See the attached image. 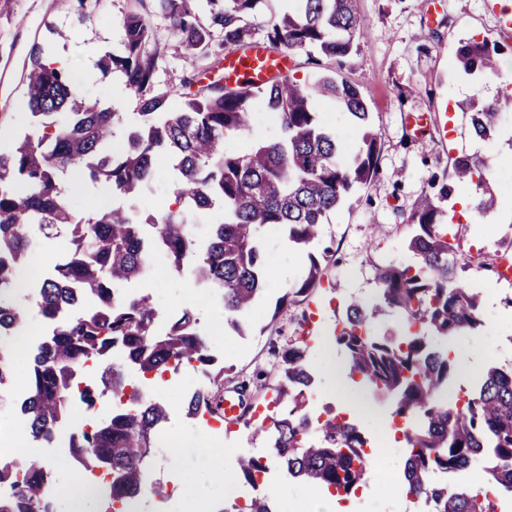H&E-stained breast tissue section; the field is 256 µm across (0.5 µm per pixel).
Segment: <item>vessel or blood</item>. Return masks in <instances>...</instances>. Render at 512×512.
I'll return each mask as SVG.
<instances>
[{"instance_id": "vessel-or-blood-1", "label": "vessel or blood", "mask_w": 512, "mask_h": 512, "mask_svg": "<svg viewBox=\"0 0 512 512\" xmlns=\"http://www.w3.org/2000/svg\"><path fill=\"white\" fill-rule=\"evenodd\" d=\"M288 58L271 51L265 44H253L246 53L226 52L224 79L229 83L245 82L263 86L287 76Z\"/></svg>"}]
</instances>
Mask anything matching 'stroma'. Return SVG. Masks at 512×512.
<instances>
[{"instance_id": "1", "label": "stroma", "mask_w": 512, "mask_h": 512, "mask_svg": "<svg viewBox=\"0 0 512 512\" xmlns=\"http://www.w3.org/2000/svg\"><path fill=\"white\" fill-rule=\"evenodd\" d=\"M357 7L367 26L358 40L357 54L346 60L339 75L360 90L381 151L375 177L332 213L322 228L319 245L335 254L334 262L324 270L323 288L307 302L279 307V297L302 278L308 258L278 230L263 227L259 235L268 289L242 316L243 335H234L225 327L218 289L200 284L191 268L175 270L168 257L157 259L153 271L126 284L124 291L150 294L163 327L181 315L184 293L198 290L203 303L193 313L208 345L219 353L220 365L230 369L224 377L223 396L250 406L256 422L263 419L276 395L279 352L290 340L305 337L315 375L306 398L309 408L317 413L345 412L369 437L377 459L366 486L347 500L343 512H400L395 500L403 494L404 450L385 429L391 403L371 397L362 405L336 399L328 378L332 362H344L345 354L333 344L332 334L351 299L375 295V266L411 264L406 242L414 227L408 217L432 177H445L450 158L457 154L484 156L507 148L502 137L489 142L472 137L463 105L476 96L493 100L495 94L479 81L458 74L454 55L461 41L476 38L503 46L504 60L512 61V24L504 20L505 13L512 12V0H357ZM133 10L146 17L160 49L154 91L165 95L169 109H178L182 79L201 71L204 62L182 51L155 0H0V132L30 127L23 105L29 52L34 43L44 42L52 25L69 33L67 39L55 41L53 49L64 53L80 92L108 100L121 112L124 129L117 133L115 146L123 148L126 129L140 121L138 97L120 75L101 81L96 63L105 52H120L122 20ZM82 13L87 14V22H79ZM279 136L276 120L258 105L250 131L229 134L226 145L244 153L255 141ZM126 204L144 216L176 208L172 174L165 161H158L152 179ZM466 275L481 294L484 324L456 336L453 344L457 358H476L480 369H457L451 387L470 391L478 384L481 369L512 356V309L504 305L505 298L512 296V281L487 276L474 267ZM201 377L198 370L162 377H145L132 369L127 372L129 382L146 399L167 405L166 429L186 439L175 459L163 447H156L144 471V480L153 491L141 499L143 512H189L194 488L207 464L202 453L214 447L224 449L221 465L226 470L234 469L243 453L267 457L268 492L281 512H291L294 504L307 500L310 487L296 483L238 417L220 421L187 417L184 399ZM29 452L47 464L54 478L87 472L64 441H33ZM373 485L383 487L382 497L370 495Z\"/></svg>"}]
</instances>
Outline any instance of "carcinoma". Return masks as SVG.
I'll list each match as a JSON object with an SVG mask.
<instances>
[{"label":"carcinoma","instance_id":"obj_1","mask_svg":"<svg viewBox=\"0 0 512 512\" xmlns=\"http://www.w3.org/2000/svg\"><path fill=\"white\" fill-rule=\"evenodd\" d=\"M206 2L209 18L202 22L196 0H157L187 53L206 56L217 38L226 50L249 49L251 30L244 17L260 0ZM355 2L294 0L269 25L271 45L318 51L308 55L309 63L321 70L313 83L286 77L252 87L228 85L219 77L206 83L192 75L182 80L183 102L176 112L167 111L165 98L153 92L159 49L153 46L152 29L141 13H128L121 52H108L100 60L102 75L121 72L140 100L141 124L119 153L109 148L121 113L108 102L81 96L68 70L47 63L48 43L32 47L25 107L30 124L42 134L26 132L10 149L0 150V389L12 383L11 335L26 324V311L10 294L20 293V276L41 242L60 238L66 247L54 274L38 284V308L51 330L31 347L33 365L21 411L31 437L39 441L54 436L76 396L90 410L106 392L127 398L130 409L77 426L68 435L78 459L110 476L116 498L131 500L141 493L144 464L156 445L159 425L167 419L166 406L144 400L127 381L124 366L148 376L163 374L172 363H198L208 383L184 402L192 417L206 412L220 416L224 389V368L211 371L215 359L192 314L184 312L159 334L151 296L124 297L119 294L122 285L144 274L151 250L159 246L177 269L196 262L197 280L220 291L226 323L242 336L239 317L257 302L266 284L259 228L280 229L288 242L312 247L329 214L377 172L381 145L367 105L356 86L329 69L358 50L364 19ZM501 55L500 46L469 39L456 50L457 72L475 79L498 76ZM318 99L335 102L362 129L361 142L347 160L336 132L315 112ZM256 103L279 124V138L258 142L242 154L225 149L227 133L250 129ZM466 109L473 137L485 141L512 113V91H503L491 103L474 97ZM160 155L168 158L174 173V192L189 207L223 206L224 221L213 225L207 244H196L182 212L151 215L143 225L118 206L75 220L63 176L78 174L119 198L153 176ZM460 185L472 188L466 214L487 217L495 212L498 202L485 162L469 153L451 158L448 181L440 186L431 182L432 191L410 213L415 230L407 249L414 264L375 266L376 296L347 304L333 342L345 351L357 386L393 400L391 424L407 448L402 470L406 496L426 498L434 512H496L489 493L460 488L447 476L488 459L490 486L512 493V366L491 364L474 392L451 399L447 392L457 364L434 340L446 341L483 325L477 288L464 272L475 262L500 275L497 260L512 254V235L497 243L494 254L479 250L461 261V229L449 234L440 206ZM332 258L328 248L318 256L308 253L304 277L279 305L306 300ZM75 299L87 305L78 316L66 310ZM390 311L405 316L403 331L375 334L372 321ZM309 350L305 340L296 339L279 353V408L255 434L293 478L346 499L367 479L368 440L338 413L313 416L306 410V393L315 381ZM266 471L262 458L240 456L238 478L255 493L225 512H272L268 493L258 485ZM52 484L49 469L38 459L29 460L18 491L0 498V512H56L48 492Z\"/></svg>","mask_w":512,"mask_h":512}]
</instances>
